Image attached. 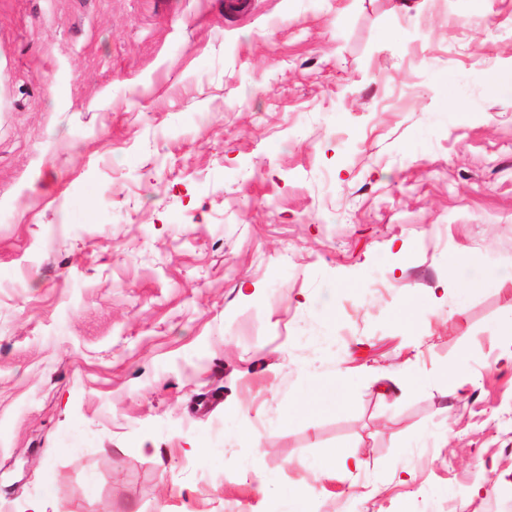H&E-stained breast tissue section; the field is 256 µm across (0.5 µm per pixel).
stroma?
<instances>
[{
    "label": "stroma",
    "instance_id": "1",
    "mask_svg": "<svg viewBox=\"0 0 512 512\" xmlns=\"http://www.w3.org/2000/svg\"><path fill=\"white\" fill-rule=\"evenodd\" d=\"M249 2L0 0V512H512V0ZM512 283V272L496 271L482 268L475 273L461 276L458 285V295L464 297L468 294L479 292L491 286H504L506 283ZM366 466L365 460L358 454H345L335 459H318L313 463V470L318 473H329L336 469L346 472H360Z\"/></svg>",
    "mask_w": 512,
    "mask_h": 512
}]
</instances>
